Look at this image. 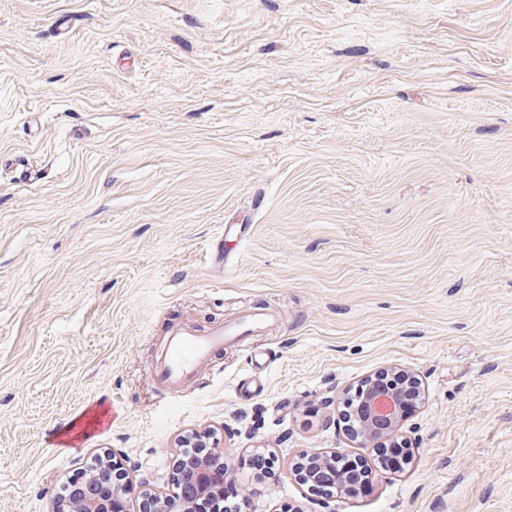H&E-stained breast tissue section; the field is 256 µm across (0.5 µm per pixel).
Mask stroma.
Returning <instances> with one entry per match:
<instances>
[{
    "mask_svg": "<svg viewBox=\"0 0 512 512\" xmlns=\"http://www.w3.org/2000/svg\"><path fill=\"white\" fill-rule=\"evenodd\" d=\"M258 307L156 390L171 322ZM393 368L412 459L336 512H512V0H0V512L112 448L166 489L204 427L246 512H323L292 468L370 456ZM362 439L371 442L378 432L397 436L406 411L400 396L390 390L375 388L362 400Z\"/></svg>",
    "mask_w": 512,
    "mask_h": 512,
    "instance_id": "obj_1",
    "label": "stroma"
}]
</instances>
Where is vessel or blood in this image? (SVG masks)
I'll list each match as a JSON object with an SVG mask.
<instances>
[{"instance_id": "1", "label": "vessel or blood", "mask_w": 512, "mask_h": 512, "mask_svg": "<svg viewBox=\"0 0 512 512\" xmlns=\"http://www.w3.org/2000/svg\"><path fill=\"white\" fill-rule=\"evenodd\" d=\"M272 320V315L252 312L233 323L220 324L202 333L194 327L173 323L161 342L160 354L152 370L156 385L164 391L189 385L225 344L244 340L265 329Z\"/></svg>"}]
</instances>
